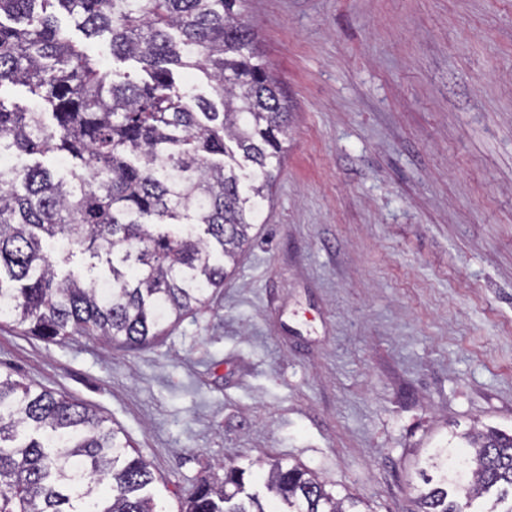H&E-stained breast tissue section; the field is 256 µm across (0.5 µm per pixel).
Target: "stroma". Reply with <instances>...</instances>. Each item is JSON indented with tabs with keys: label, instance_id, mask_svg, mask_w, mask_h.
<instances>
[{
	"label": "stroma",
	"instance_id": "stroma-1",
	"mask_svg": "<svg viewBox=\"0 0 512 512\" xmlns=\"http://www.w3.org/2000/svg\"><path fill=\"white\" fill-rule=\"evenodd\" d=\"M288 101L262 224L145 347L0 319V371L107 418L178 512L216 463L415 512L428 453L512 431V0H246Z\"/></svg>",
	"mask_w": 512,
	"mask_h": 512
}]
</instances>
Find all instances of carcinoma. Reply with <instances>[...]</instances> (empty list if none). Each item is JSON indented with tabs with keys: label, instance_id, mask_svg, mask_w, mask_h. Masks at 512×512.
Returning <instances> with one entry per match:
<instances>
[{
	"label": "carcinoma",
	"instance_id": "1",
	"mask_svg": "<svg viewBox=\"0 0 512 512\" xmlns=\"http://www.w3.org/2000/svg\"><path fill=\"white\" fill-rule=\"evenodd\" d=\"M246 0H0V84L29 88L37 105L0 98V148L53 154L71 179L37 162L0 172V318L42 339L74 334L127 347L224 287L261 223L287 152L288 105L241 18ZM62 9L89 39L149 80H117L66 37ZM196 70L213 98L180 87ZM51 109L46 113L40 107ZM105 261L86 281L48 241ZM103 417L64 393L0 372V512H157L150 466ZM439 480L416 512H512V433L471 430L436 448ZM269 503L244 493V471L221 463L181 512H359L308 471L280 463L264 478Z\"/></svg>",
	"mask_w": 512,
	"mask_h": 512
}]
</instances>
